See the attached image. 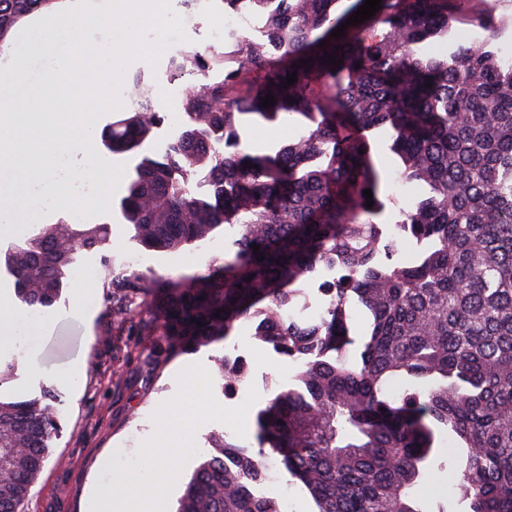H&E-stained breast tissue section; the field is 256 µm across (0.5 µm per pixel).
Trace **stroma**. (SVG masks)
<instances>
[{"label":"stroma","mask_w":512,"mask_h":512,"mask_svg":"<svg viewBox=\"0 0 512 512\" xmlns=\"http://www.w3.org/2000/svg\"><path fill=\"white\" fill-rule=\"evenodd\" d=\"M177 14L192 11L185 31L193 45H211L212 32L224 21L222 0H171ZM373 154L382 167L381 199L385 204L380 223H393L401 208L412 203L411 187L396 188L398 165L388 149L389 138L372 136ZM236 228L226 226L212 238L176 252H154V267L144 269L146 278L177 276L204 271L215 256L234 252ZM79 289L69 279L60 300L51 309L52 324L37 344V370L19 365L13 379L1 392L18 400L41 396L54 388L62 400L63 429L50 449V458L31 488L28 512H88L93 491L107 484L111 470L138 473L143 466L140 448L153 433L157 411L174 400L187 401L190 414L180 432L188 453L184 474L192 476L209 441H226L257 448L256 417L287 386L298 364L272 347L242 339L250 382L247 395L226 391L212 357L214 347L159 364L138 358L114 367L112 364L113 322L117 313L108 306L110 294L100 281L88 288L82 311H75ZM80 366L75 383L61 382V374ZM109 458L102 468L100 458ZM268 465L275 482L265 483L266 496L286 504L288 512H315V504L297 480L276 458Z\"/></svg>","instance_id":"35a3bbf8"}]
</instances>
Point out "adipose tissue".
<instances>
[{
  "label": "adipose tissue",
  "instance_id": "obj_1",
  "mask_svg": "<svg viewBox=\"0 0 512 512\" xmlns=\"http://www.w3.org/2000/svg\"><path fill=\"white\" fill-rule=\"evenodd\" d=\"M46 318L17 314L6 300L0 299V343L16 344L33 341L43 333ZM186 405L170 404L156 417V434L142 450L144 474L132 478L116 471L108 484L99 487L91 497L89 512H168V496L183 476L185 453L170 432L184 415Z\"/></svg>",
  "mask_w": 512,
  "mask_h": 512
}]
</instances>
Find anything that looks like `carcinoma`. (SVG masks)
<instances>
[{"label":"carcinoma","mask_w":512,"mask_h":512,"mask_svg":"<svg viewBox=\"0 0 512 512\" xmlns=\"http://www.w3.org/2000/svg\"><path fill=\"white\" fill-rule=\"evenodd\" d=\"M60 2L0 0V46ZM339 2L224 0L230 14H263L264 35L171 57L172 76L200 80L183 92V127L164 153L150 149L164 120L155 109L136 105L102 135L110 150L140 155L120 205L141 246L177 251L228 224L238 228L234 253L211 259L206 274L148 280L116 263L106 224L33 225L4 251L14 295L47 312L95 249L123 314L112 335L146 340L116 341L115 360L167 361L253 323L299 363L257 415L258 451L223 439L206 449L177 512H281L261 491L269 455L317 512H512V59L497 46L500 0H381L332 38L365 0L341 11ZM458 23L481 35L457 41ZM429 40L445 52L426 51ZM129 93L152 100L154 86L140 74ZM283 115L304 119L303 130L273 153L242 148V117ZM378 130L389 132L402 181L429 188L400 209L397 237L376 223L384 203L367 133ZM201 171L198 193L190 183ZM402 237L420 249L394 264ZM320 265L344 269L323 314L284 318L308 302ZM357 310L366 326L351 358ZM213 361L225 389L244 381L243 365ZM394 379L405 384L397 395L387 391ZM61 428L50 394L0 401V512H26ZM443 472L452 498L421 497Z\"/></svg>","instance_id":"1"}]
</instances>
